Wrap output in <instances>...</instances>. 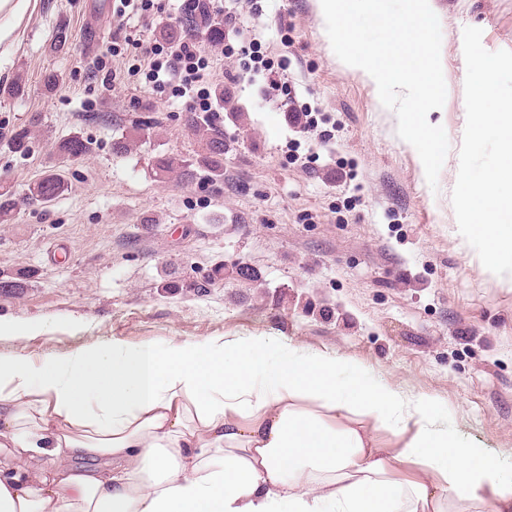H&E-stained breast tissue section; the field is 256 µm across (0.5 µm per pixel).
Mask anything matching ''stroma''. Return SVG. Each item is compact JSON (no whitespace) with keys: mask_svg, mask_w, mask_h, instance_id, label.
Wrapping results in <instances>:
<instances>
[{"mask_svg":"<svg viewBox=\"0 0 512 512\" xmlns=\"http://www.w3.org/2000/svg\"><path fill=\"white\" fill-rule=\"evenodd\" d=\"M223 5L224 42L201 50L245 117L221 114L220 182L155 175L157 155L198 150L184 121L191 101L177 87L155 99L141 73L89 86L93 66L132 63L126 33L163 45L146 17H117L115 0H38L19 43L0 53V85L24 87L0 94V184L19 195L51 170L70 184L0 221V280H25L0 294V317L42 325L1 340L0 352L37 359L115 336L160 350L174 338L277 336L429 398L465 446L507 453L511 467L512 276L489 272L462 238L451 193L466 124L463 30L481 28L487 51L512 50V0H432L448 100L431 120L450 144L434 188L373 78L334 54L318 0ZM60 26L71 39L57 52ZM253 57L279 73L277 96L244 67ZM295 103L311 110L313 130ZM146 111L158 121L150 140L113 153ZM34 115L29 152H11L8 140ZM72 136L92 149L66 162L58 145ZM237 260L260 272L261 287L161 286L166 271L198 276Z\"/></svg>","mask_w":512,"mask_h":512,"instance_id":"35a3bbf8","label":"stroma"}]
</instances>
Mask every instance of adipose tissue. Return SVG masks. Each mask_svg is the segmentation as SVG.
I'll return each mask as SVG.
<instances>
[{"label": "adipose tissue", "mask_w": 512, "mask_h": 512, "mask_svg": "<svg viewBox=\"0 0 512 512\" xmlns=\"http://www.w3.org/2000/svg\"><path fill=\"white\" fill-rule=\"evenodd\" d=\"M510 492L432 402L275 336L0 355V512H512Z\"/></svg>", "instance_id": "ef3b65f1"}]
</instances>
